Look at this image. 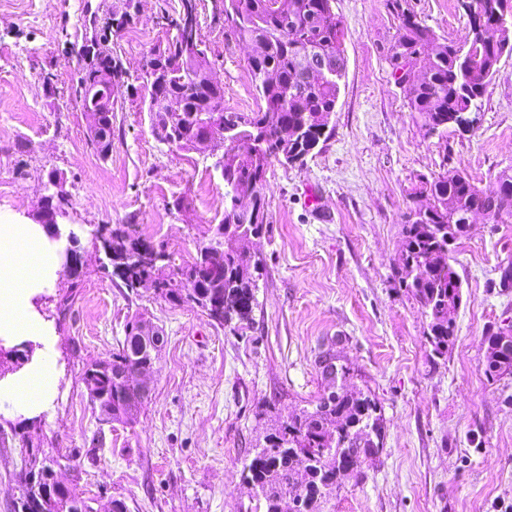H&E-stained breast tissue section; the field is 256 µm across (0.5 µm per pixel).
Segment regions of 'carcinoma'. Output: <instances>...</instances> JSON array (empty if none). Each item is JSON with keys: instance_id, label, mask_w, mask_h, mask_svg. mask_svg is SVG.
Here are the masks:
<instances>
[{"instance_id": "1", "label": "carcinoma", "mask_w": 512, "mask_h": 512, "mask_svg": "<svg viewBox=\"0 0 512 512\" xmlns=\"http://www.w3.org/2000/svg\"><path fill=\"white\" fill-rule=\"evenodd\" d=\"M334 0H224V23L230 39L259 46L248 61L255 91L264 106L256 112L224 109V98L208 83L206 61L183 59L170 65L181 35L164 48L154 49L148 65L165 74L164 96L182 104L179 112H156L153 133L170 147L202 152L198 138L205 132L199 114H217L209 123L212 149H224V219L211 226L210 242L198 248L191 264L172 275H163L164 252L159 262L146 264L138 247L148 243L107 224L93 230L94 238L112 250V267L125 286L155 284L159 295L173 304L192 303L220 325L242 323L251 318L256 305L255 289L259 261L239 250L238 239L264 234L269 224L262 192L272 158L281 150L302 165L311 144L326 141L321 116L336 107L341 83L319 82L311 77L305 58L323 55L336 60V69L346 67L344 29L333 8ZM398 9L399 25L391 57L392 76L404 73L399 87L410 111L419 113L431 132L448 127L455 112H472L482 102L498 60L512 55V28L493 45L479 43L470 33L462 42L440 38L415 14ZM97 65H78L80 102L85 86L97 78ZM95 127L99 154L112 152V113L103 112ZM302 128L306 139L294 149L282 144L285 128ZM491 190L479 188L459 169L419 179L416 197L427 204L412 209L403 227L404 244L395 277L411 294L427 321L425 338L434 356L448 354L453 345L456 319L462 302V282L448 265V225L463 235V224L483 213L494 224L512 223V172L503 170ZM252 193V209L236 211V195ZM134 317L126 324L124 341L112 355V363L99 370H85L83 382L99 393L95 407L110 408L112 421H136L150 388L139 386L131 374L153 368L156 356L145 344ZM341 384L321 397L314 410L282 420L267 412L270 432L264 444L253 449L244 468L245 480L265 512H284L289 499L293 512H324L325 505L342 487L343 479L358 471L364 460L383 445L382 418L378 406L357 388L351 368L332 348ZM485 374L492 380L512 375V347L487 348Z\"/></svg>"}]
</instances>
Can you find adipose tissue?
Masks as SVG:
<instances>
[{
  "instance_id": "1",
  "label": "adipose tissue",
  "mask_w": 512,
  "mask_h": 512,
  "mask_svg": "<svg viewBox=\"0 0 512 512\" xmlns=\"http://www.w3.org/2000/svg\"><path fill=\"white\" fill-rule=\"evenodd\" d=\"M21 244L26 247L22 253L17 250ZM58 272L40 225L0 224V338L37 345L22 369L0 379V404L10 403L31 417L47 409L59 385L52 360L54 336L34 304L44 289L55 285Z\"/></svg>"
}]
</instances>
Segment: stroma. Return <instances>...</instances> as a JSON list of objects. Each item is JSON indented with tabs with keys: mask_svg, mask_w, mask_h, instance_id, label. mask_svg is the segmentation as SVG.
I'll return each instance as SVG.
<instances>
[{
	"mask_svg": "<svg viewBox=\"0 0 512 512\" xmlns=\"http://www.w3.org/2000/svg\"><path fill=\"white\" fill-rule=\"evenodd\" d=\"M141 15L112 37L130 75L175 31L182 0H139ZM220 0H195L224 106L258 111L248 48L224 38ZM125 0H0V218L30 221L59 176L80 236L82 268L61 274L39 310L55 332L58 394L35 424L0 435V512H14L28 453L65 457L60 475L93 512H263L243 468L268 426L314 409L328 391L320 344L338 339L354 384L381 409L383 447L345 479L325 512H512V375H485L486 332L512 322V223L476 216L452 264L462 281L455 341L433 356L427 321L394 280L403 225L420 176L462 168L483 189L512 168V55L503 57L478 127L428 132L392 77L399 21L390 0H335L347 69L332 134L304 165L272 162L263 194L267 233L246 241L261 260L249 322L221 326L154 289L126 288L91 231L128 228L190 264L224 216L217 155L176 150L152 133L144 90L116 91L112 151L92 146L76 99V51L109 30ZM441 37L468 34L459 0H406ZM51 85H44L45 75ZM142 313L163 330L151 393L137 421L105 424L82 381L111 361Z\"/></svg>",
	"mask_w": 512,
	"mask_h": 512,
	"instance_id": "35a3bbf8",
	"label": "stroma"
}]
</instances>
